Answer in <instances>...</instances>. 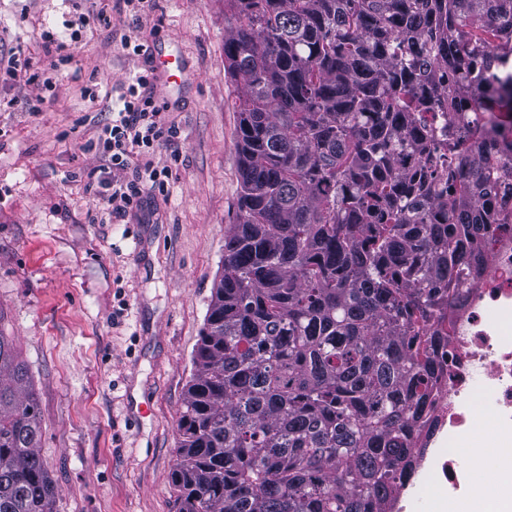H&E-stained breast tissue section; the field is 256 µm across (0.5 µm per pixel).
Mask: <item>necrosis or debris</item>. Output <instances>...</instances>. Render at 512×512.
Masks as SVG:
<instances>
[{
    "mask_svg": "<svg viewBox=\"0 0 512 512\" xmlns=\"http://www.w3.org/2000/svg\"><path fill=\"white\" fill-rule=\"evenodd\" d=\"M482 270L460 303L448 310L449 336L437 347L442 386L428 415L441 436L432 453L412 470L398 473L401 496L395 512H409L412 491L436 478L439 508L471 491L468 469L457 453L469 437L480 399L492 406L494 430L486 442L498 472H512V200L496 207Z\"/></svg>",
    "mask_w": 512,
    "mask_h": 512,
    "instance_id": "necrosis-or-debris-1",
    "label": "necrosis or debris"
}]
</instances>
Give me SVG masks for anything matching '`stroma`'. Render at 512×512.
I'll return each instance as SVG.
<instances>
[{
  "label": "stroma",
  "instance_id": "1",
  "mask_svg": "<svg viewBox=\"0 0 512 512\" xmlns=\"http://www.w3.org/2000/svg\"><path fill=\"white\" fill-rule=\"evenodd\" d=\"M85 0H0V53L42 79L0 86V334L40 401L38 453L56 512H176L171 474L191 356L236 221V89L224 76V0H155L86 16ZM68 44L44 54V35ZM186 61L182 84L147 88L179 137L156 148L166 192L110 222L89 192L93 150L150 60L122 35ZM39 102L40 109L27 105Z\"/></svg>",
  "mask_w": 512,
  "mask_h": 512
}]
</instances>
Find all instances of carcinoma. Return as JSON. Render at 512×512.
<instances>
[{
  "instance_id": "obj_1",
  "label": "carcinoma",
  "mask_w": 512,
  "mask_h": 512,
  "mask_svg": "<svg viewBox=\"0 0 512 512\" xmlns=\"http://www.w3.org/2000/svg\"><path fill=\"white\" fill-rule=\"evenodd\" d=\"M236 224L178 421L177 512H387L512 163V0H224ZM454 75L443 85L442 71ZM0 335V512H55Z\"/></svg>"
}]
</instances>
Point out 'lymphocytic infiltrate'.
<instances>
[{"label":"lymphocytic infiltrate","instance_id":"lymphocytic-infiltrate-1","mask_svg":"<svg viewBox=\"0 0 512 512\" xmlns=\"http://www.w3.org/2000/svg\"><path fill=\"white\" fill-rule=\"evenodd\" d=\"M149 83L148 75L142 74L128 86L117 119L105 128L99 140L101 163L87 174L89 191L115 220L140 207L145 194L165 190L170 178L168 168L160 169L149 162L134 169L133 179L123 176L125 170L132 169V157L173 144L177 136L175 127L162 121L161 111L151 98L141 95V88Z\"/></svg>","mask_w":512,"mask_h":512}]
</instances>
